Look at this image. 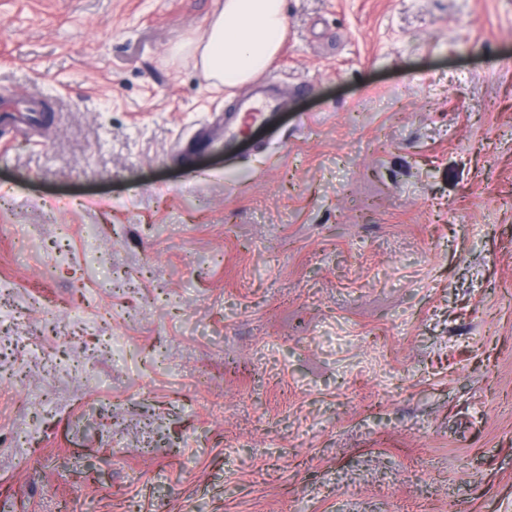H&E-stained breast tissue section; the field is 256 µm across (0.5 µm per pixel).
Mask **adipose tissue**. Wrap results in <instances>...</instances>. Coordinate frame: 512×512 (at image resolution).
<instances>
[{
    "label": "adipose tissue",
    "mask_w": 512,
    "mask_h": 512,
    "mask_svg": "<svg viewBox=\"0 0 512 512\" xmlns=\"http://www.w3.org/2000/svg\"><path fill=\"white\" fill-rule=\"evenodd\" d=\"M285 36L284 0H224L201 45L209 78L234 87L274 59Z\"/></svg>",
    "instance_id": "ef3b65f1"
}]
</instances>
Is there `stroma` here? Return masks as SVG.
Listing matches in <instances>:
<instances>
[{"label":"stroma","mask_w":512,"mask_h":512,"mask_svg":"<svg viewBox=\"0 0 512 512\" xmlns=\"http://www.w3.org/2000/svg\"><path fill=\"white\" fill-rule=\"evenodd\" d=\"M222 2L0 0V512H512V0H285L215 152ZM270 86L264 81L255 83L252 86V96L240 101L238 112H235L231 119L224 118V123L218 125V131L208 134L198 141L203 142L205 146L215 147L221 140L224 142L235 140L246 130L255 126L259 120L261 122L264 113L279 109L282 106V100L274 94H268Z\"/></svg>","instance_id":"35a3bbf8"}]
</instances>
